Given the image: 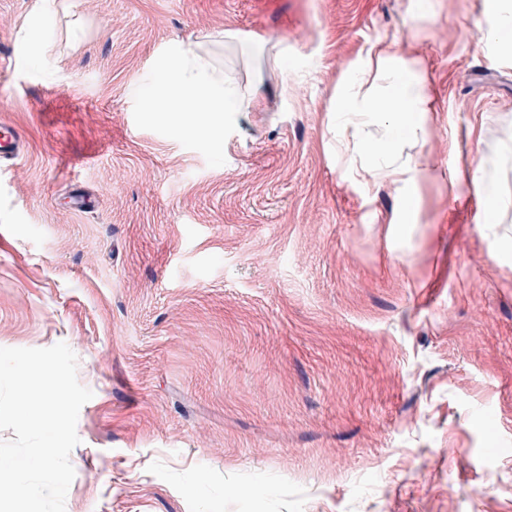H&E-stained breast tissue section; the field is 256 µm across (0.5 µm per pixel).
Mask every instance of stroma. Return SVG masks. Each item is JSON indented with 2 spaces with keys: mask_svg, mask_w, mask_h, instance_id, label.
Listing matches in <instances>:
<instances>
[{
  "mask_svg": "<svg viewBox=\"0 0 512 512\" xmlns=\"http://www.w3.org/2000/svg\"><path fill=\"white\" fill-rule=\"evenodd\" d=\"M486 0H0V347L92 391L65 512H512V52ZM432 87L372 181L336 95ZM191 46L257 88L223 141L150 109ZM94 209L70 208L73 185ZM413 223H397L410 197ZM494 471L493 489L481 487ZM25 152L22 132L12 125H0V159H14Z\"/></svg>",
  "mask_w": 512,
  "mask_h": 512,
  "instance_id": "1",
  "label": "stroma"
}]
</instances>
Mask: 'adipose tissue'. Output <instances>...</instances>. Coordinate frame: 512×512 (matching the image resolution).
Returning a JSON list of instances; mask_svg holds the SVG:
<instances>
[{"label": "adipose tissue", "instance_id": "obj_1", "mask_svg": "<svg viewBox=\"0 0 512 512\" xmlns=\"http://www.w3.org/2000/svg\"><path fill=\"white\" fill-rule=\"evenodd\" d=\"M402 55L401 41L375 46L358 80L365 83L377 75H385L384 94L377 98H358L346 87L339 92L338 103L355 116L378 112L386 117L393 138L372 147L374 161L370 176L406 185L414 180L418 169L396 163L391 155L397 145V135L416 129L417 112L427 88L413 71L399 68ZM151 98L152 109L156 112H249L259 105L255 93L242 91L232 80L211 74L209 62L190 47L171 56Z\"/></svg>", "mask_w": 512, "mask_h": 512}]
</instances>
